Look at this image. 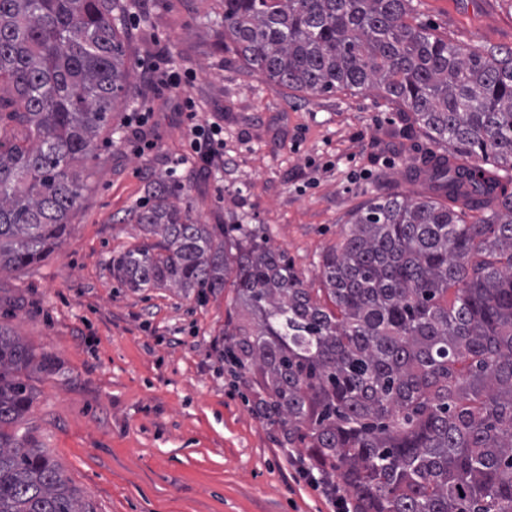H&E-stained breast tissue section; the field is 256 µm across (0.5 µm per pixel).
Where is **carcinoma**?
Instances as JSON below:
<instances>
[{
	"instance_id": "cac0c4a2",
	"label": "carcinoma",
	"mask_w": 512,
	"mask_h": 512,
	"mask_svg": "<svg viewBox=\"0 0 512 512\" xmlns=\"http://www.w3.org/2000/svg\"><path fill=\"white\" fill-rule=\"evenodd\" d=\"M123 15L122 0H0V271L70 231L130 86ZM223 23L276 86L377 88L407 107L448 202L369 201L322 255L315 292L260 229L198 224L158 181L112 275L133 292L232 288L220 358L352 512H512V49L455 45L410 0H224ZM55 370L0 325V512H91L15 429L30 374Z\"/></svg>"
}]
</instances>
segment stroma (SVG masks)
<instances>
[{
	"label": "stroma",
	"instance_id": "obj_1",
	"mask_svg": "<svg viewBox=\"0 0 512 512\" xmlns=\"http://www.w3.org/2000/svg\"><path fill=\"white\" fill-rule=\"evenodd\" d=\"M125 2L130 94L98 141L71 233L40 263L0 273V324L58 365L32 374L19 428L94 512H332L218 357L226 294L131 292L113 278L112 255L140 241L127 215L162 181L200 223L266 227L320 288L319 259L355 209L433 195L420 172L429 135L379 90L315 95L253 73L224 46L222 0ZM411 2L453 44L512 49V0ZM161 55L184 94L149 80ZM183 95L200 122L224 128L225 162L212 174L188 155ZM138 103L153 114L127 126Z\"/></svg>",
	"mask_w": 512,
	"mask_h": 512
}]
</instances>
